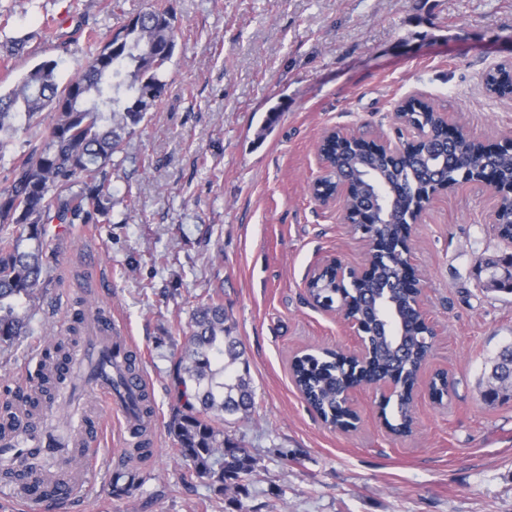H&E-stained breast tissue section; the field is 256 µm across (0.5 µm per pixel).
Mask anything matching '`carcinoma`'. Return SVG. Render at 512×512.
I'll use <instances>...</instances> for the list:
<instances>
[{
  "instance_id": "1",
  "label": "carcinoma",
  "mask_w": 512,
  "mask_h": 512,
  "mask_svg": "<svg viewBox=\"0 0 512 512\" xmlns=\"http://www.w3.org/2000/svg\"><path fill=\"white\" fill-rule=\"evenodd\" d=\"M177 17L172 0H161L151 10L123 23L104 38L85 35L86 67L64 87H59L52 61L32 67L8 92L0 93V147L41 125L42 113L51 118L40 144L17 156L0 185V227L14 226L0 234V346L11 345L27 333L30 317L17 302L39 299L53 283L52 268L42 247L47 224H100L112 210L109 191L112 156L123 150L148 113L162 103L167 89L166 72L177 45ZM336 169L342 173L357 166L379 182L390 185L396 196L389 204L406 211L426 193L436 176H444L451 159L445 151L414 150L398 161H386L349 148L336 151ZM488 165L500 181L512 179V152L489 156ZM381 242L393 249L401 228L384 224L377 228ZM400 259L393 255L376 262V275L346 290L350 309L363 311L359 296L369 293L391 300L405 316L402 349L385 336L370 337L373 357L361 372L336 361L328 352L298 358L293 366L295 383L306 402L324 419L341 413L339 395L349 382L378 372L411 386L418 381L426 352L419 336L426 328L408 316L414 292L398 288ZM224 303L210 300L196 310L193 331L177 363L176 385L183 399L170 430L179 456L191 476L206 479L224 492L239 485L253 468L246 449L224 437V418L250 413L255 404L248 362L241 341L225 325ZM68 348L59 341L45 349L47 361L61 366ZM137 355L129 351L117 367L115 391L125 377L135 375ZM512 341L488 360V374L509 375ZM37 395L20 393L16 402L31 406L51 396V378L38 377ZM412 402L396 404L391 427L400 432L412 420ZM23 491L41 501L60 500L61 493L29 482Z\"/></svg>"
}]
</instances>
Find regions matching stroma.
<instances>
[{
	"mask_svg": "<svg viewBox=\"0 0 512 512\" xmlns=\"http://www.w3.org/2000/svg\"><path fill=\"white\" fill-rule=\"evenodd\" d=\"M155 2L0 0V92L49 60L66 85L86 64L80 34L107 36ZM173 3L168 91L112 158L110 223L63 238L48 225L55 280L29 335L0 347L1 405L31 386L43 344L67 338L77 298L111 313L147 377L150 454L129 458L112 432L81 492L38 503L0 480V512H512V397L481 396L486 361L512 341V294L486 290L478 268L512 253L488 220L489 191L439 194L412 231L438 329L427 369L447 370L448 396L437 405L418 392L410 436L388 432L372 389L357 394V430L325 426L291 374L301 351L352 344L342 319L308 303L309 269L328 256L364 260L359 233L310 196L316 142L331 127L394 138L395 105L413 93L487 143L511 135L512 99L486 95L481 78L512 57V0ZM214 296L255 389L252 412L224 422L255 469L222 494L188 476L170 432L176 362ZM124 468L137 485L110 496Z\"/></svg>",
	"mask_w": 512,
	"mask_h": 512,
	"instance_id": "35a3bbf8",
	"label": "stroma"
}]
</instances>
